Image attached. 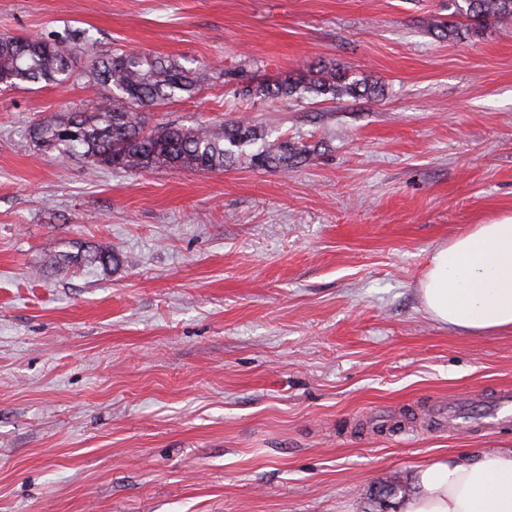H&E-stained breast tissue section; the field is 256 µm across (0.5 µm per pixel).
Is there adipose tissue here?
<instances>
[{"instance_id":"ef3b65f1","label":"adipose tissue","mask_w":512,"mask_h":512,"mask_svg":"<svg viewBox=\"0 0 512 512\" xmlns=\"http://www.w3.org/2000/svg\"><path fill=\"white\" fill-rule=\"evenodd\" d=\"M428 315L471 336L512 331V215L436 248L420 281ZM400 512H512V449L451 454L417 471Z\"/></svg>"}]
</instances>
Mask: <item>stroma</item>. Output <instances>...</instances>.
Masks as SVG:
<instances>
[{"mask_svg": "<svg viewBox=\"0 0 512 512\" xmlns=\"http://www.w3.org/2000/svg\"><path fill=\"white\" fill-rule=\"evenodd\" d=\"M448 0H0V34L86 31L221 65L154 122L254 124L288 173L61 162L32 121L90 111L86 78L0 86V512H399L460 450L441 427L512 389V332L467 336L417 293L431 252L512 215V28L448 40ZM383 97L243 87L315 69ZM92 242L117 263L67 268Z\"/></svg>", "mask_w": 512, "mask_h": 512, "instance_id": "35a3bbf8", "label": "stroma"}]
</instances>
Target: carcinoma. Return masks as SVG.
I'll use <instances>...</instances> for the list:
<instances>
[{
  "label": "carcinoma",
  "instance_id": "1",
  "mask_svg": "<svg viewBox=\"0 0 512 512\" xmlns=\"http://www.w3.org/2000/svg\"><path fill=\"white\" fill-rule=\"evenodd\" d=\"M451 16L463 17V26L451 21L440 25L444 36L460 39L468 33H481L489 26H504L512 20V0H448ZM87 40L83 31H72L55 39L0 36V85L17 86L26 82L61 85L72 77L70 45ZM83 75L88 81L108 89L93 112H71L45 118L28 130L30 140L61 160L77 158L91 167L101 165L126 171L158 168L224 171L244 162L252 167L288 171L307 158L309 149L278 138L266 142L267 133L245 120L191 127L148 125L145 110L193 96L201 89L206 75L185 69L173 58L157 57L141 51L90 55ZM338 99L344 96L379 97L383 89L376 83H346L333 70L321 68L309 82L288 78L272 86L251 90L272 97H292L299 91ZM262 145L248 153L245 147ZM112 250L81 245L76 253L64 255L66 266L112 265Z\"/></svg>",
  "mask_w": 512,
  "mask_h": 512
}]
</instances>
